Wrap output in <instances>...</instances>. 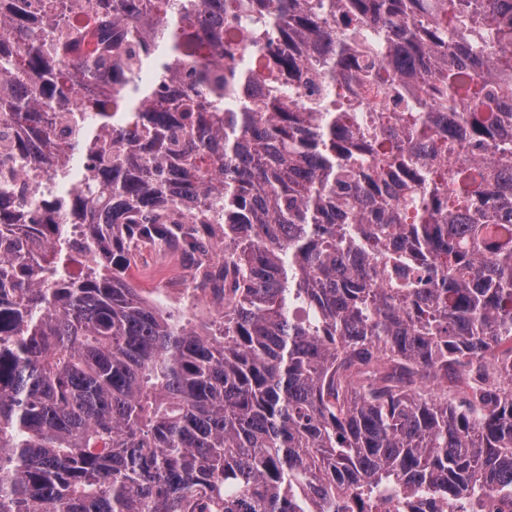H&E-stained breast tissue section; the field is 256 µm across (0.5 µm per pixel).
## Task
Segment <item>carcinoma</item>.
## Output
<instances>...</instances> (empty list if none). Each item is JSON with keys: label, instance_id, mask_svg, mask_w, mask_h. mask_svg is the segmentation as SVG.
Returning <instances> with one entry per match:
<instances>
[{"label": "carcinoma", "instance_id": "carcinoma-1", "mask_svg": "<svg viewBox=\"0 0 512 512\" xmlns=\"http://www.w3.org/2000/svg\"><path fill=\"white\" fill-rule=\"evenodd\" d=\"M9 2L0 146L60 187L0 196V512L512 488V0ZM163 267L170 275L169 281L164 288H152L157 289L155 297L159 304L182 306L197 319L212 316L217 312L219 307L209 296L201 290L189 288V271L178 257L166 255ZM135 286L152 301L154 293L152 289L146 288L142 280L137 278Z\"/></svg>", "mask_w": 512, "mask_h": 512}]
</instances>
